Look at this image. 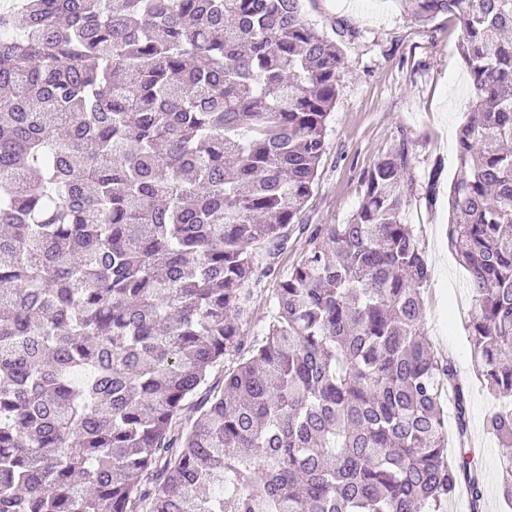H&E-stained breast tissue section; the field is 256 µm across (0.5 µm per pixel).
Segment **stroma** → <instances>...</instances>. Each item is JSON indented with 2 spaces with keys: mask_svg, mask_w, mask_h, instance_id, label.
Instances as JSON below:
<instances>
[{
  "mask_svg": "<svg viewBox=\"0 0 512 512\" xmlns=\"http://www.w3.org/2000/svg\"><path fill=\"white\" fill-rule=\"evenodd\" d=\"M304 14L318 30L344 25L345 65L340 92L327 121L326 150L311 195L288 247L274 260V275H256L250 330L269 319V296L279 277L300 258L306 233L320 224H345L358 209L361 179L381 157L406 148L415 192L402 207L431 272L424 296L423 328L434 348L451 353L468 386V434L483 475L485 512H506L498 494L503 453L486 427L498 400L477 379L467 325L476 312L467 274L448 245L446 190L457 168L456 139L471 106L468 78L457 51L460 28L441 14L417 21L404 0H304ZM436 180L439 193L425 197Z\"/></svg>",
  "mask_w": 512,
  "mask_h": 512,
  "instance_id": "1",
  "label": "stroma"
}]
</instances>
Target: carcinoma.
<instances>
[{
	"label": "carcinoma",
	"instance_id": "carcinoma-1",
	"mask_svg": "<svg viewBox=\"0 0 512 512\" xmlns=\"http://www.w3.org/2000/svg\"><path fill=\"white\" fill-rule=\"evenodd\" d=\"M303 2L0 9V512H443L463 486L483 512L467 389L422 328L405 148L364 173L349 223L311 231L245 341L259 250L288 247L345 64ZM407 2L460 25L448 242L477 373L507 399L512 0ZM487 428L512 507V407Z\"/></svg>",
	"mask_w": 512,
	"mask_h": 512
}]
</instances>
